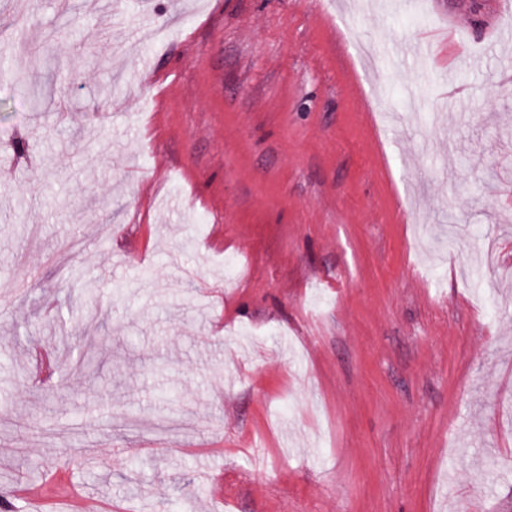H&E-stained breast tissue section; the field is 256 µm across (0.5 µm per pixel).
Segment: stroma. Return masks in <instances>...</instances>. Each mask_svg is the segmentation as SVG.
I'll return each mask as SVG.
<instances>
[{"label": "stroma", "instance_id": "stroma-1", "mask_svg": "<svg viewBox=\"0 0 512 512\" xmlns=\"http://www.w3.org/2000/svg\"><path fill=\"white\" fill-rule=\"evenodd\" d=\"M22 15L0 499L512 512V0Z\"/></svg>", "mask_w": 512, "mask_h": 512}]
</instances>
